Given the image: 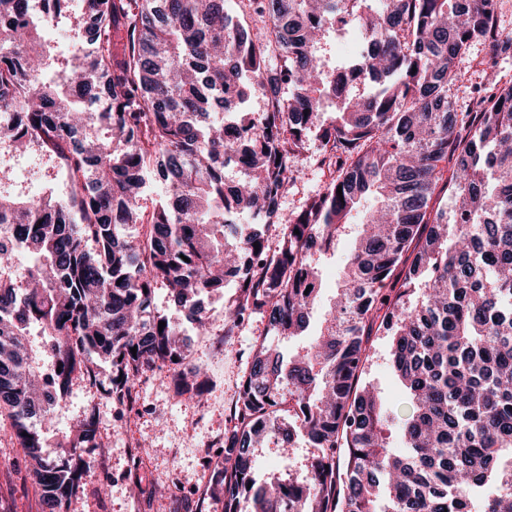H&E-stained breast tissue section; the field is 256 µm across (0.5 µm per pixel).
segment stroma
Instances as JSON below:
<instances>
[{"mask_svg":"<svg viewBox=\"0 0 512 512\" xmlns=\"http://www.w3.org/2000/svg\"><path fill=\"white\" fill-rule=\"evenodd\" d=\"M319 144L309 142L296 161V179L280 202L283 218H291L305 200L322 192L330 180L318 163ZM358 225H349L333 249L321 256L318 270L321 290L306 330L315 336L324 313L333 304L342 281L345 259L357 238ZM238 294L234 282L206 295L205 314L211 335L192 336L191 355L206 370L208 390L201 396L176 394L167 371L145 373L135 383L138 402L123 411L100 390L75 386L68 411L56 427L65 430L86 409L100 418V445L83 449L90 460L82 493L71 502L70 512H224L204 477L206 461L222 452L229 409L243 377L246 359L263 329L260 318L240 325L224 336V310ZM371 358L364 382L376 387L387 400L392 418L403 415L402 388L389 367V338L371 337ZM290 461L272 448L262 449L255 477L265 483L287 477L307 454L302 439H295ZM0 512H42L40 493L30 467L10 428L0 415Z\"/></svg>","mask_w":512,"mask_h":512,"instance_id":"obj_1","label":"stroma"}]
</instances>
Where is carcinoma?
I'll list each match as a JSON object with an SVG mask.
<instances>
[{
  "mask_svg": "<svg viewBox=\"0 0 512 512\" xmlns=\"http://www.w3.org/2000/svg\"><path fill=\"white\" fill-rule=\"evenodd\" d=\"M246 2L242 22L226 0H90L86 12L0 0V112L19 114L0 125V410L44 512H68L81 450L97 441L99 416L85 412L46 450L74 383L99 384L106 363L119 404L148 369L199 393L201 368L157 286L205 332L197 297L227 274L240 285L224 335L256 315L266 325L209 479L224 512L248 497L253 512H512V80L476 84L463 110L452 93L475 47L488 66L512 57L500 0ZM48 6L76 45L68 55L25 31ZM345 22L371 42L354 62L372 93L327 63ZM258 87L268 111L234 113L250 145L228 185L226 95ZM311 139L331 179L284 220ZM33 150L46 182L65 172V194L14 181L13 157ZM145 172L164 199L150 212ZM367 194L339 294L286 359L278 347L305 331L319 291L315 256ZM243 216L283 225L282 245ZM126 224L144 225L143 240H127ZM377 324L409 405L399 452L386 400L361 382ZM297 432L310 447L303 475L256 485L259 450Z\"/></svg>",
  "mask_w": 512,
  "mask_h": 512,
  "instance_id": "cac0c4a2",
  "label": "carcinoma"
}]
</instances>
